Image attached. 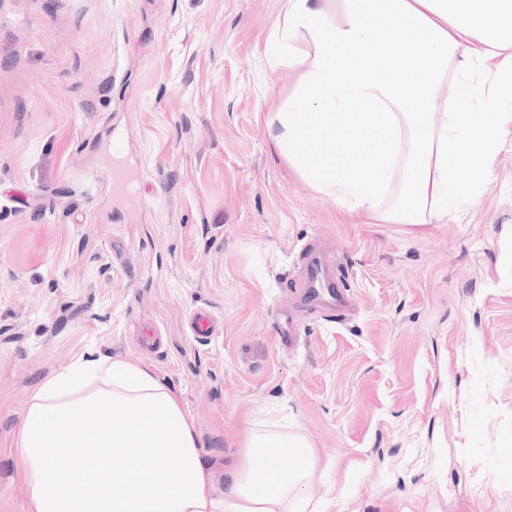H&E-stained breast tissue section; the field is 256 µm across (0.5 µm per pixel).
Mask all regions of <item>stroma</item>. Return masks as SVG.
Wrapping results in <instances>:
<instances>
[{"mask_svg": "<svg viewBox=\"0 0 512 512\" xmlns=\"http://www.w3.org/2000/svg\"><path fill=\"white\" fill-rule=\"evenodd\" d=\"M282 4L0 0V512L31 394L98 351L177 391L216 488L268 422L315 448L301 512H512V133L447 223L350 221L264 121Z\"/></svg>", "mask_w": 512, "mask_h": 512, "instance_id": "obj_1", "label": "stroma"}]
</instances>
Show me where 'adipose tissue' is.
<instances>
[{
  "instance_id": "adipose-tissue-1",
  "label": "adipose tissue",
  "mask_w": 512,
  "mask_h": 512,
  "mask_svg": "<svg viewBox=\"0 0 512 512\" xmlns=\"http://www.w3.org/2000/svg\"><path fill=\"white\" fill-rule=\"evenodd\" d=\"M267 42L295 75L275 147L350 219L443 224L483 190L512 124V0H285ZM12 446L28 512H296L315 465L307 437L253 428L216 494L178 393L101 352L40 383Z\"/></svg>"
}]
</instances>
